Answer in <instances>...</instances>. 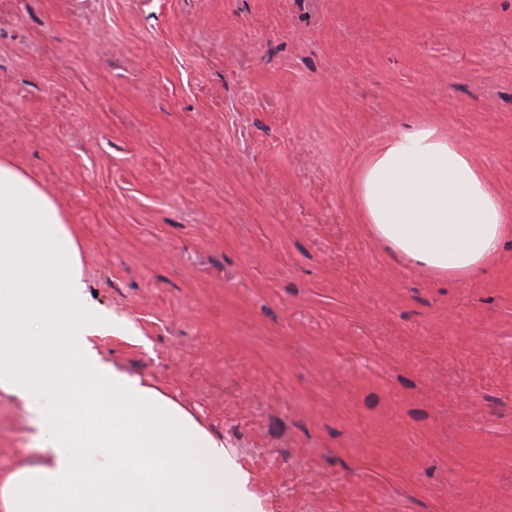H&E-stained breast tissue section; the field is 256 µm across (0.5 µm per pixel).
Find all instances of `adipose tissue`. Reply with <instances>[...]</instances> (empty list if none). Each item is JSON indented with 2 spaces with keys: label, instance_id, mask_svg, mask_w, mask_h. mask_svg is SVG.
Returning <instances> with one entry per match:
<instances>
[{
  "label": "adipose tissue",
  "instance_id": "1",
  "mask_svg": "<svg viewBox=\"0 0 512 512\" xmlns=\"http://www.w3.org/2000/svg\"><path fill=\"white\" fill-rule=\"evenodd\" d=\"M355 192L378 238L441 277L478 273L512 234L480 169L432 126L387 139ZM87 286L62 206L0 158V390L45 455L0 479V512H260L222 437L96 354Z\"/></svg>",
  "mask_w": 512,
  "mask_h": 512
}]
</instances>
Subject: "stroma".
<instances>
[{"label":"stroma","instance_id":"35a3bbf8","mask_svg":"<svg viewBox=\"0 0 512 512\" xmlns=\"http://www.w3.org/2000/svg\"><path fill=\"white\" fill-rule=\"evenodd\" d=\"M437 127L512 210V0H0V156L62 204L107 364L263 512H512V243L443 279L353 182ZM0 392V477L40 458Z\"/></svg>","mask_w":512,"mask_h":512}]
</instances>
